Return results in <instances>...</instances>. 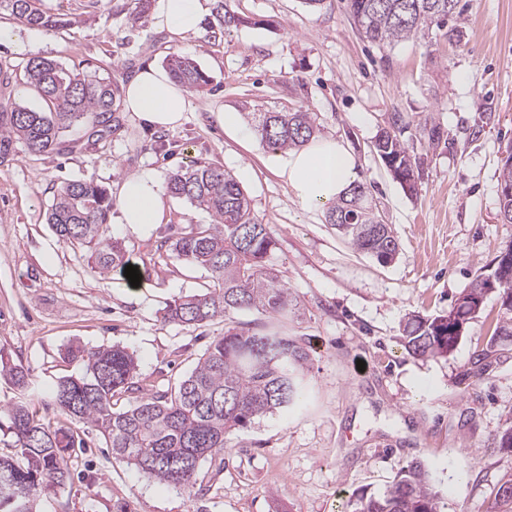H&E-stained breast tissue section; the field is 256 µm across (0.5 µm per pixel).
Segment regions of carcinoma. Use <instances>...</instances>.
I'll list each match as a JSON object with an SVG mask.
<instances>
[{"mask_svg":"<svg viewBox=\"0 0 512 512\" xmlns=\"http://www.w3.org/2000/svg\"><path fill=\"white\" fill-rule=\"evenodd\" d=\"M230 2L215 0V18L222 30L249 23L232 10ZM458 4L459 0H346L359 32L378 45L425 40L436 30L448 40L459 37L458 27H448L449 19L458 14ZM4 13L29 27L64 29L75 24L64 13L45 10L41 0H0V15ZM167 67L190 91H202L209 84L188 56L170 55ZM24 76L45 108H29L11 96L0 101V164L12 159L20 142L34 153L58 152L61 134L84 125L90 117L98 142L120 131L117 90L111 83L40 57L27 61ZM404 123V116L395 115L373 148L412 196L420 160L400 140ZM417 127L428 144L442 143V127L432 117L419 120ZM252 128L276 150L300 148L314 138L316 130L312 113L303 110L254 112ZM507 188L512 189V153L500 173V214L504 223L512 224V194L503 193ZM167 191L208 211L214 223L184 233L168 245L175 259L206 268L212 285L202 294L169 302L163 310L164 321L194 326L243 309L272 317L299 312L291 288L268 264L274 246L270 227L256 220L248 197L230 173L196 159L170 175ZM111 209L107 189L85 179L63 183L47 212V223L58 240L86 249L89 261L103 275L122 272L131 264L122 241L103 236ZM326 222L353 249L385 264L398 254L391 225L369 203L359 182L330 203ZM483 279L477 275L448 314L412 319L405 329V350L416 356L448 354L457 343L455 326L472 317L473 293ZM498 292L503 316L495 324L490 345L503 329L512 331V284ZM64 358L81 364L83 372L62 378L46 407L72 422L93 426L113 457L143 476L191 492L203 462L224 463L227 435L297 403L310 354L300 337L281 328L256 333L232 327L209 343L196 366L173 390L159 396L142 394L123 411L114 410L113 397L141 391L134 354L119 346L89 349L72 343ZM1 378L20 390L27 387L23 366L2 352ZM0 413L9 420L7 430L15 448L13 458L0 455V512H40L45 492L65 486L70 479L66 453L86 447V442L79 434L45 421L23 398L1 405ZM508 487L512 488V479L499 487L491 512H512V494L504 492ZM352 512H440V496L424 465L412 462L383 496H360Z\"/></svg>","mask_w":512,"mask_h":512,"instance_id":"cac0c4a2","label":"carcinoma"}]
</instances>
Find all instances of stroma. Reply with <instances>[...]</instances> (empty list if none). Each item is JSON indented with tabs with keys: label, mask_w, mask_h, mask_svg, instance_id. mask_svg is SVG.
Wrapping results in <instances>:
<instances>
[{
	"label": "stroma",
	"mask_w": 512,
	"mask_h": 512,
	"mask_svg": "<svg viewBox=\"0 0 512 512\" xmlns=\"http://www.w3.org/2000/svg\"><path fill=\"white\" fill-rule=\"evenodd\" d=\"M44 3L78 25L47 30L0 20L13 32L0 41V62L13 68V96L32 107L40 101L24 85L23 67L36 56L118 87L179 52L210 84L190 93L176 129L150 130L124 111L119 134L105 142L88 145L83 126L65 135L61 153L20 145L0 165V351L28 370L27 395L41 400L76 372L61 356L71 343L128 348L140 385L160 395L229 325L271 326L254 310L201 326L163 321L168 302L210 284L204 268L162 248L211 224L187 201L169 198L167 221L143 227L110 211L105 235L122 240L143 271L135 288L122 273L99 275L84 249L60 242L47 222L61 182L91 178L114 194L129 174L149 168L165 181L195 158L223 166L270 225V262L300 306L288 330L309 346L311 362L299 405L230 434L223 464L203 463L193 492L138 474L92 432L42 512H348L350 498L382 496L411 461L429 471L441 512H489L512 477V450L499 444L512 427V336L491 337L498 293L487 295L448 355H410L401 339L411 317L448 313L512 244L499 202L502 160L512 151V0H461L458 39L385 47L363 38L345 0H325L318 10L301 0H233L248 24L215 31L209 9L185 37L153 13L132 22L130 0ZM301 108L315 113L317 137L355 155L357 181L399 239L391 263L354 250L326 223L324 208L302 209L273 172L270 148L253 135L227 137L216 118ZM397 114L408 117L401 139L422 162L413 196L373 151ZM427 115L440 123L444 146L420 138L416 124Z\"/></svg>",
	"instance_id": "1"
}]
</instances>
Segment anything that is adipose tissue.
I'll list each match as a JSON object with an SVG mask.
<instances>
[{
  "label": "adipose tissue",
  "instance_id": "adipose-tissue-1",
  "mask_svg": "<svg viewBox=\"0 0 512 512\" xmlns=\"http://www.w3.org/2000/svg\"><path fill=\"white\" fill-rule=\"evenodd\" d=\"M158 15L171 31L188 35L199 26L202 0H157ZM125 111L155 129L178 127L189 108L186 91L159 65H147L121 87ZM278 175L294 201L312 209L335 201L355 181L357 161L343 143L318 139L287 153L275 154ZM119 221L132 226L161 223L167 197L159 177L148 170L129 175L117 194Z\"/></svg>",
  "mask_w": 512,
  "mask_h": 512
}]
</instances>
